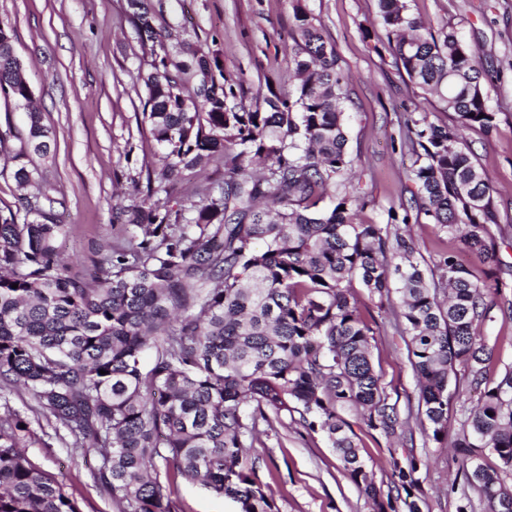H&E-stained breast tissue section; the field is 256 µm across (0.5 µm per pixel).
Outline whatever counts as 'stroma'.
<instances>
[{"label": "stroma", "mask_w": 512, "mask_h": 512, "mask_svg": "<svg viewBox=\"0 0 512 512\" xmlns=\"http://www.w3.org/2000/svg\"><path fill=\"white\" fill-rule=\"evenodd\" d=\"M335 46L348 78L346 87L347 149L353 161L324 206L356 191L366 200L356 221L386 224L389 213L408 216L417 257L430 278H438L443 253L457 252L476 275L488 267L506 274L508 286L497 306L475 332L492 351L490 379L512 368V0H413V13L432 31L456 30L478 51L486 104L494 112L491 130L472 128L465 137L486 171L496 208L490 232L494 264L463 251L439 225L411 205L417 192L412 171L416 155L405 142L407 113L439 125H454L455 115L422 95L405 72L397 70L385 31L377 23V0H303ZM154 26L192 46L218 52L224 75L239 86L243 105L266 80L289 86L294 69V0H150ZM127 0H0V23L14 35V45L29 80L34 105L48 130L51 151L33 156L44 186L62 201L60 219L66 231L57 242L61 256L84 275L93 261L116 240L136 229L114 223L117 205L141 203L147 193L142 165L158 166L160 151L142 118L145 89L140 73L151 58L129 22ZM371 30L372 42L362 33ZM11 135L0 143V207L14 204L20 190L13 177V156L27 134V117L0 97V130ZM220 162L185 173L168 199L170 209L189 207L201 185L223 180ZM366 317L376 321L373 361L390 397L396 398L413 435V453L426 462L420 472L422 512H486L484 498L469 487L455 447L476 398L468 392L465 370H458L448 390L452 396L448 431L434 440L417 413L418 385L407 358L403 326L393 312L398 293L388 299L355 286ZM28 456L43 470L63 474L66 490L81 512H119L96 488L90 466L70 458L45 419L31 421ZM360 455L381 495L392 493L391 461L404 458L400 444L371 435L355 425ZM258 481L273 496L276 512H375V505L343 472L326 437L284 415L258 421L245 442ZM179 512H238L236 504L204 487L185 481L173 486Z\"/></svg>", "instance_id": "1"}]
</instances>
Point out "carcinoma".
Masks as SVG:
<instances>
[{
  "label": "carcinoma",
  "instance_id": "1",
  "mask_svg": "<svg viewBox=\"0 0 512 512\" xmlns=\"http://www.w3.org/2000/svg\"><path fill=\"white\" fill-rule=\"evenodd\" d=\"M129 19L151 69L141 79L143 120L161 148L156 191L186 170L220 157L224 182L205 186L191 216L159 205L120 209L141 230L114 245L91 278L62 263L59 200L40 188L30 155L50 151L30 85L0 24V95L28 110L14 155V179L36 187L0 211V390L23 391L55 437L75 455L96 453L93 480L120 512H176L178 479L235 503L239 512H274L270 493L243 457L259 419L299 415L335 448L345 474L377 512H422L419 470L408 451L393 460L396 496L381 500L360 459L348 408L368 430L407 445L397 402L372 359L373 323L353 293L357 281L387 296L397 276L407 354L418 379V410L433 439L448 430V384L456 367L480 393L458 447L488 448L512 469V370L488 378L492 352L474 325L500 293L494 270L479 279L456 254L441 257L440 285L429 283L412 236L357 224L364 198L346 193L321 209L350 165L344 127L345 75L332 43L295 0L297 84H265L254 104L236 103V84L218 80L217 53L169 44L148 0H127ZM397 69L423 95L457 116L453 126L405 122L417 159L418 210L459 238L464 250L494 259L488 225L497 223L489 179L463 130L489 129L483 72L475 50L453 29L432 32L407 0H378ZM28 416L0 413V512H80L56 477L21 448ZM467 482L487 512H512V488L496 471L471 466Z\"/></svg>",
  "mask_w": 512,
  "mask_h": 512
}]
</instances>
